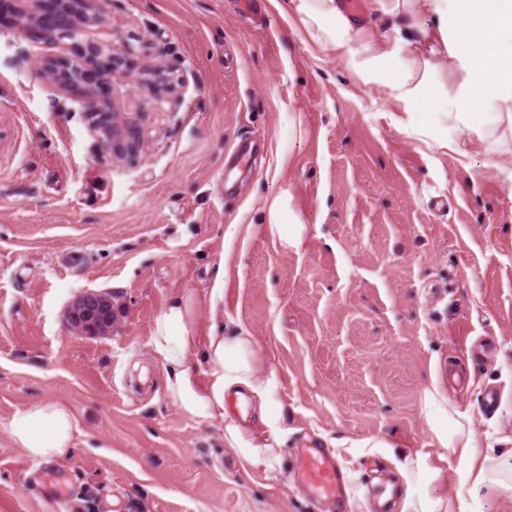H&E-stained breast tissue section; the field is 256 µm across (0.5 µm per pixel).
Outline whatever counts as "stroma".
Masks as SVG:
<instances>
[{
  "instance_id": "obj_1",
  "label": "stroma",
  "mask_w": 512,
  "mask_h": 512,
  "mask_svg": "<svg viewBox=\"0 0 512 512\" xmlns=\"http://www.w3.org/2000/svg\"><path fill=\"white\" fill-rule=\"evenodd\" d=\"M99 7L107 29L82 21L74 38L0 17V512H61L65 493L78 512H372L387 481L401 500L454 498L455 483L430 488L400 466L430 452L421 391L453 368L470 380L448 401L472 414L479 450L512 446V154L466 133L456 151L416 140L403 107L291 34L273 0ZM101 38L172 72L170 93L94 95L142 138L133 163L101 146L83 90L37 68ZM291 112L307 138L294 139ZM241 141L263 156L229 190ZM285 186L309 226L297 253L246 233ZM88 288L112 293L107 335L66 326ZM186 289L204 323L248 331L273 373L245 420L279 431L269 474H245L223 423L165 393L151 330ZM44 399L76 417L60 462L32 460L8 434ZM311 443L345 464L343 504L300 488L293 451Z\"/></svg>"
}]
</instances>
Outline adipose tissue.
<instances>
[{"instance_id":"1","label":"adipose tissue","mask_w":512,"mask_h":512,"mask_svg":"<svg viewBox=\"0 0 512 512\" xmlns=\"http://www.w3.org/2000/svg\"><path fill=\"white\" fill-rule=\"evenodd\" d=\"M381 8L408 26L405 51L389 49L386 36L368 33L340 0H280L278 5L297 31L330 54L348 56L352 72L363 81L379 83L389 102L414 107L434 101L438 110L430 120L405 126L418 140L454 150L456 133L466 131L494 148L512 145V0H383ZM260 213L248 234L268 236L287 252L304 248L308 226L290 190L264 198ZM150 346L167 370V396L186 415L223 422L224 441L245 470H275L280 454L272 441L251 432L225 408L226 396L246 390L261 398L273 382L253 336L204 326L196 294L185 291L155 319ZM197 351L210 370L206 387L186 365ZM420 413L433 432L437 460L453 453L463 472L454 501L408 498L401 512H454L482 491L505 490L494 453L475 449L471 415L449 404L438 381L423 390ZM74 432L71 406L54 399L28 405L10 422L13 443L38 462L68 456Z\"/></svg>"}]
</instances>
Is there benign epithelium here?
Returning a JSON list of instances; mask_svg holds the SVG:
<instances>
[{
	"label": "benign epithelium",
	"mask_w": 512,
	"mask_h": 512,
	"mask_svg": "<svg viewBox=\"0 0 512 512\" xmlns=\"http://www.w3.org/2000/svg\"><path fill=\"white\" fill-rule=\"evenodd\" d=\"M31 3H39L41 8L33 10V15L27 18L24 27L35 26L41 32L51 34L56 31H75L71 21L76 19V6L88 9L92 5V0H31ZM102 55V44L92 41L82 52L83 62L62 64L64 71L70 75L66 85L83 83L89 86L87 92L91 93L96 89L126 88L135 91L143 86L169 83L166 70L161 67L145 73L140 78L137 77L131 60L133 51L130 48L122 52H113L107 56L106 64L100 67L97 60ZM97 125L101 131L99 139L106 150L128 159H134L140 153L141 142L117 127L112 114L98 113ZM65 314L67 324L75 334L89 337L104 336L112 331V293L86 289L68 304Z\"/></svg>",
	"instance_id": "7a95c632"
}]
</instances>
